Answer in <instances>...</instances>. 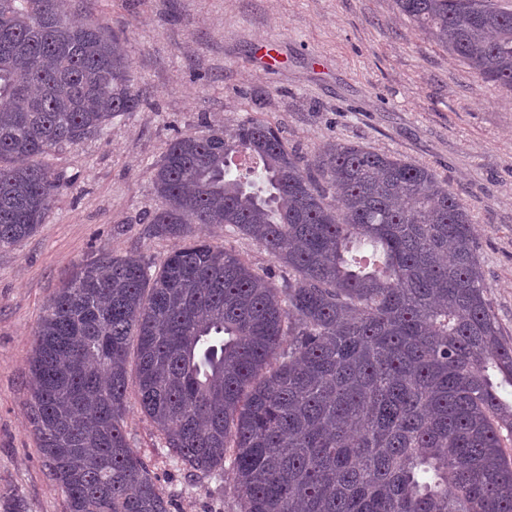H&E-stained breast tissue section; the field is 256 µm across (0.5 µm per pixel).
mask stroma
<instances>
[{
  "instance_id": "35a3bbf8",
  "label": "stroma",
  "mask_w": 512,
  "mask_h": 512,
  "mask_svg": "<svg viewBox=\"0 0 512 512\" xmlns=\"http://www.w3.org/2000/svg\"><path fill=\"white\" fill-rule=\"evenodd\" d=\"M69 10L125 39L144 103L45 157L57 198L33 235L0 248V491L23 512H66L26 414L28 356L44 302L77 265L104 249L156 265L203 237L257 271L274 267L259 241L220 224L151 235V170L203 125L230 132L252 116L306 160L339 141L431 168L470 211L487 298L512 342V92L484 84L396 0H69ZM267 38L271 63L257 51ZM125 428L170 512H239L231 476H188L136 401Z\"/></svg>"
}]
</instances>
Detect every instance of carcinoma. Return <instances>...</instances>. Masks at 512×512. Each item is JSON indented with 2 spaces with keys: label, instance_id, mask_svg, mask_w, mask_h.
Here are the masks:
<instances>
[{
  "label": "carcinoma",
  "instance_id": "carcinoma-1",
  "mask_svg": "<svg viewBox=\"0 0 512 512\" xmlns=\"http://www.w3.org/2000/svg\"><path fill=\"white\" fill-rule=\"evenodd\" d=\"M396 2L512 92V9ZM0 102L2 248L59 193L42 158L141 96L118 37L63 0H0ZM152 182L153 234L222 224L288 278L198 238L153 272L105 251L45 301L29 420L67 512H170L127 437L131 392L190 475L231 474L240 512H512V343L433 170L341 142L306 162L249 117L177 137Z\"/></svg>",
  "mask_w": 512,
  "mask_h": 512
}]
</instances>
